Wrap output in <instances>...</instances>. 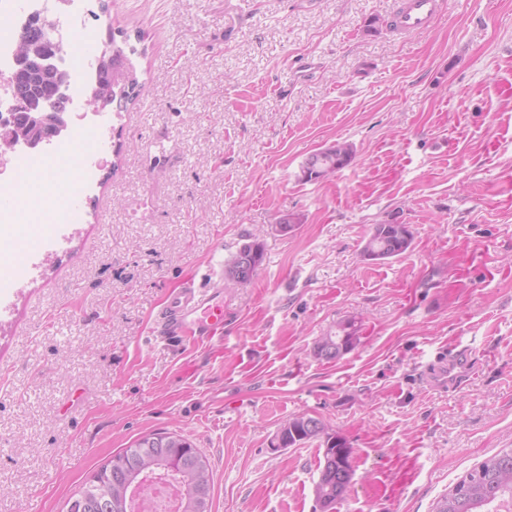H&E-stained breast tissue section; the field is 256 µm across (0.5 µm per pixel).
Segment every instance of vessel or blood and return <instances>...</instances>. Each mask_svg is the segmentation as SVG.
Returning a JSON list of instances; mask_svg holds the SVG:
<instances>
[{
	"label": "vessel or blood",
	"instance_id": "obj_1",
	"mask_svg": "<svg viewBox=\"0 0 512 512\" xmlns=\"http://www.w3.org/2000/svg\"><path fill=\"white\" fill-rule=\"evenodd\" d=\"M444 0H402L395 16L396 26L404 32L427 28L441 10ZM13 252L0 254V281L9 282L21 266L26 249L21 230H13ZM204 284L186 281L182 288L167 297L158 313V335L164 340H179L194 336L209 340L224 333V300L218 289L213 288V274H205Z\"/></svg>",
	"mask_w": 512,
	"mask_h": 512
}]
</instances>
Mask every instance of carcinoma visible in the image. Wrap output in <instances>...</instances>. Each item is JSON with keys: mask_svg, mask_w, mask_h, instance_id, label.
I'll use <instances>...</instances> for the list:
<instances>
[{"mask_svg": "<svg viewBox=\"0 0 512 512\" xmlns=\"http://www.w3.org/2000/svg\"><path fill=\"white\" fill-rule=\"evenodd\" d=\"M36 99L48 97L55 91L54 77L39 71L25 76ZM16 131L23 136L41 134L28 113L14 118ZM355 157L351 144L337 142L311 153L302 165L308 172L307 180H329L336 172L349 165ZM413 242V233L403 224L386 222L373 226L361 254L370 261H383L407 252ZM263 260V245L258 239L244 244L224 264V281L235 286L251 283ZM357 328L352 322L320 337L314 347L317 357L336 360V352H350L359 343ZM309 441L319 442L323 448V461L319 462L323 493L328 509H336L346 488L336 484L343 475H352L347 439L337 431L325 430L324 421L306 414L296 415L281 425L274 448H291ZM171 477L192 491L185 494L179 512H211L213 475L209 462L202 452L174 435L153 434L141 437L112 458L85 483L77 496L68 501L67 512H133V478L142 474ZM512 512V448L503 449L480 463L463 476L436 504L435 512Z\"/></svg>", "mask_w": 512, "mask_h": 512, "instance_id": "obj_1", "label": "carcinoma"}]
</instances>
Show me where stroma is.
<instances>
[{
	"mask_svg": "<svg viewBox=\"0 0 512 512\" xmlns=\"http://www.w3.org/2000/svg\"><path fill=\"white\" fill-rule=\"evenodd\" d=\"M88 2L91 45L143 34L144 88L106 112L60 242L0 287V512H67L154 433L208 458L212 512H320L317 444L272 445L300 414L353 450L335 512H433L512 448V0H447L413 33L387 26L398 0ZM342 141L353 162L303 180ZM384 222L411 248L364 260ZM255 234L253 282L219 285L223 337L157 338L166 295ZM348 321L355 349L316 357ZM456 346L475 368L443 393L419 372ZM355 157L351 144L336 142L326 148L311 153L302 165V173L308 172L306 181L330 180L336 172L349 165ZM103 158L98 148L82 155L73 169L69 172V177L78 182L82 187L90 186L97 168L100 166Z\"/></svg>",
	"mask_w": 512,
	"mask_h": 512,
	"instance_id": "obj_1",
	"label": "stroma"
}]
</instances>
